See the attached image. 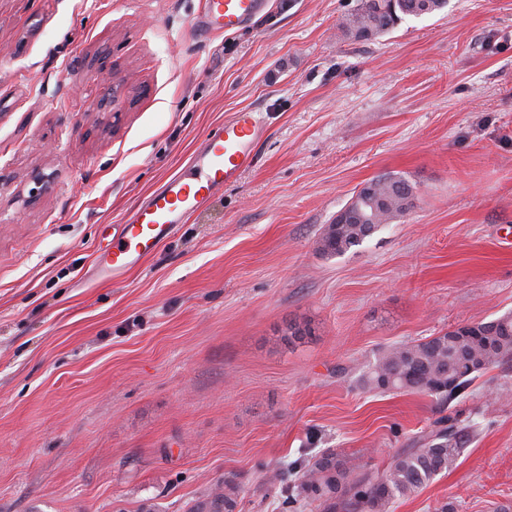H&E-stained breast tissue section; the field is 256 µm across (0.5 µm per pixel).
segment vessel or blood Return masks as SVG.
<instances>
[{
    "label": "vessel or blood",
    "mask_w": 512,
    "mask_h": 512,
    "mask_svg": "<svg viewBox=\"0 0 512 512\" xmlns=\"http://www.w3.org/2000/svg\"><path fill=\"white\" fill-rule=\"evenodd\" d=\"M265 0H202L192 21L202 38L246 28ZM264 129L255 112L243 110L207 131L189 162L169 176L123 220L111 252L98 256V272L119 280L140 266L192 214L205 210L216 191L236 183L253 164V146Z\"/></svg>",
    "instance_id": "1"
}]
</instances>
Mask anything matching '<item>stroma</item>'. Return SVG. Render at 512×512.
Here are the masks:
<instances>
[{"mask_svg":"<svg viewBox=\"0 0 512 512\" xmlns=\"http://www.w3.org/2000/svg\"><path fill=\"white\" fill-rule=\"evenodd\" d=\"M358 3L270 0L204 42L200 0H0V512H186L219 481L235 512H323L279 472L381 471L444 426L456 465L392 512L512 506V359L449 403L360 383L394 344L512 314V0L370 41L340 30ZM243 109L253 166L101 280L114 225ZM386 173L413 208L322 255Z\"/></svg>","mask_w":512,"mask_h":512,"instance_id":"35a3bbf8","label":"stroma"}]
</instances>
